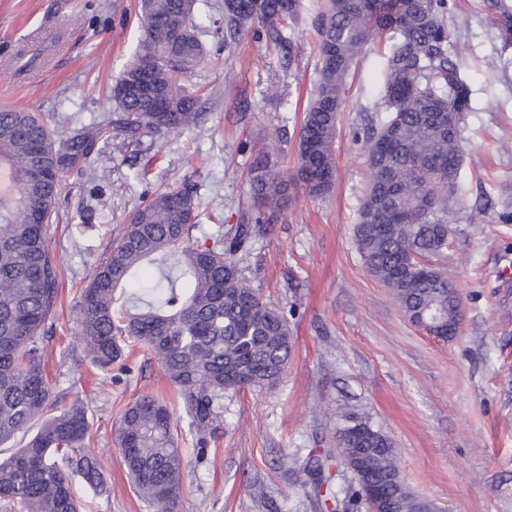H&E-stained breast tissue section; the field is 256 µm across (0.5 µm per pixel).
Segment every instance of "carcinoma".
Returning <instances> with one entry per match:
<instances>
[{
	"instance_id": "obj_1",
	"label": "carcinoma",
	"mask_w": 512,
	"mask_h": 512,
	"mask_svg": "<svg viewBox=\"0 0 512 512\" xmlns=\"http://www.w3.org/2000/svg\"><path fill=\"white\" fill-rule=\"evenodd\" d=\"M195 0H140L144 49L114 87L112 116L57 138L33 112L0 109V447L18 433H36L0 460L3 512H82L71 476L96 491L106 483L100 452L90 447L83 403L58 408L40 347L53 314L63 271L47 244L60 178L90 165L112 133L125 146L199 125V98L180 84L206 57L195 21ZM300 0H260L254 14L239 0H224V46L248 22L266 27L274 41L298 16ZM319 67L299 132L304 172L335 173L339 115L347 82L371 45L381 52L376 120L361 137L368 186L357 213L355 239L363 263L389 288L406 315L425 314L436 326L462 321L458 285L435 261L448 251V202L461 204L463 121L472 111L471 84L451 51L448 0H325L314 22ZM143 76L168 96L164 112L129 90ZM457 131H448V104ZM271 155L255 154L248 169L251 207L240 222L195 238L199 200L195 185L153 194L129 215L105 260L93 267L81 294L82 333L90 362L103 371L139 342L162 365L183 400L190 433L203 437L221 420L224 393L272 387L292 354L288 321L266 303L244 273L239 254L266 233L288 203L291 183L273 172ZM400 210L402 223H388ZM339 438L342 454L366 461L365 477L383 485L392 512H415L416 500L385 478L392 470L390 438L354 420ZM177 425L166 402L143 396L118 428L123 463L149 512H176L183 460ZM329 456L317 454L299 469L312 478L317 500L336 501Z\"/></svg>"
}]
</instances>
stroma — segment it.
Listing matches in <instances>:
<instances>
[{"label":"stroma","mask_w":512,"mask_h":512,"mask_svg":"<svg viewBox=\"0 0 512 512\" xmlns=\"http://www.w3.org/2000/svg\"><path fill=\"white\" fill-rule=\"evenodd\" d=\"M449 5L453 52L476 89L464 126V203L448 215L444 261L461 294L457 336L441 340L414 326L357 249L368 180L357 133L371 118L381 69L369 52L348 81L329 194L292 189L278 222L243 256L263 299L288 320V366L274 388L227 393L206 447L188 431L177 387L140 344L127 343L109 372L90 366L81 290L128 214L156 190L196 183L199 236L216 220L238 223L255 152L274 151L278 175L294 180L320 0H302L285 43L249 23L229 47L219 33L224 0H198L208 53L182 84L200 95L199 126L145 140L137 153L112 136L91 167L62 174L48 242L65 276L43 347L61 407L84 403L102 451L109 494L74 481L95 512H146L117 440L122 414L144 395L164 399L178 424L176 512H320L294 462L335 449L353 415L391 438L406 489L439 512H512V221L502 219L512 214V43L499 37L487 0ZM143 39L138 0H0V106L48 115L59 135L73 121H101Z\"/></svg>","instance_id":"1"}]
</instances>
